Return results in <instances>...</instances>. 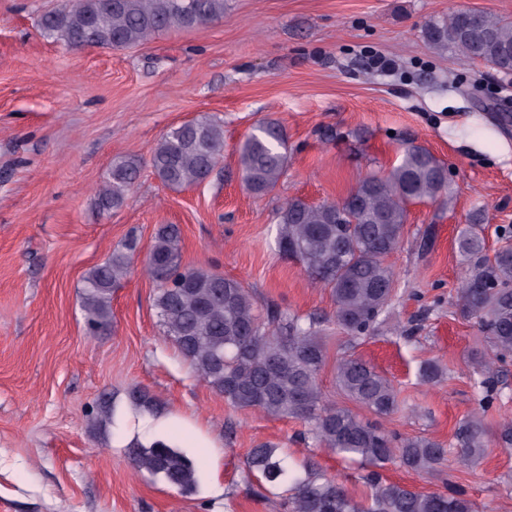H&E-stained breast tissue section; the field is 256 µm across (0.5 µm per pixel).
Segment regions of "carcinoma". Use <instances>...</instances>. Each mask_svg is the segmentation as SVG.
Here are the masks:
<instances>
[{"label": "carcinoma", "instance_id": "obj_1", "mask_svg": "<svg viewBox=\"0 0 512 512\" xmlns=\"http://www.w3.org/2000/svg\"><path fill=\"white\" fill-rule=\"evenodd\" d=\"M224 17V0H68L43 13L42 35L69 48L122 49L170 29H193ZM427 41L452 49L472 62L512 75V23L491 12L457 9L432 23ZM287 134L266 120L241 143L238 164L244 189L255 196L275 189L288 168ZM224 158V126L208 116L184 122L164 134L151 151L150 164L167 186L182 188L209 180ZM140 170L138 160L112 162L97 205L121 208ZM448 191V166L414 143L386 174L370 173L349 192L354 206L310 204L294 198L278 213L277 245L309 276L330 290L334 319L354 337L373 334L394 291L387 259L398 251L408 205L435 201ZM485 217L476 209L466 217L456 244L462 258L457 306L477 321L491 356L472 350L480 369L479 412L456 431L460 461L476 465L495 441L512 447V423L490 434L484 413L498 396L497 364L512 360V247L486 255ZM181 232L175 224L158 227L145 268L157 284L154 299L163 333L196 375L239 409L266 416L305 420L311 439L367 467L371 490L357 501L311 462L292 465L279 449L259 444L249 450V473L272 488L288 487L284 512H474L461 490L423 492L383 480L380 469L397 462L429 472L446 461L448 449L427 437L400 438L326 401L319 373L326 362L327 319L301 316L274 306L259 309L238 280L180 261ZM138 241L128 238L106 262L84 277L83 311L89 335L112 326V293L130 273ZM336 384L348 397L379 417L398 406L391 382L360 358L336 365ZM134 468L159 476L183 493L193 491L199 472L183 452L162 439L136 444L129 452Z\"/></svg>", "mask_w": 512, "mask_h": 512}]
</instances>
